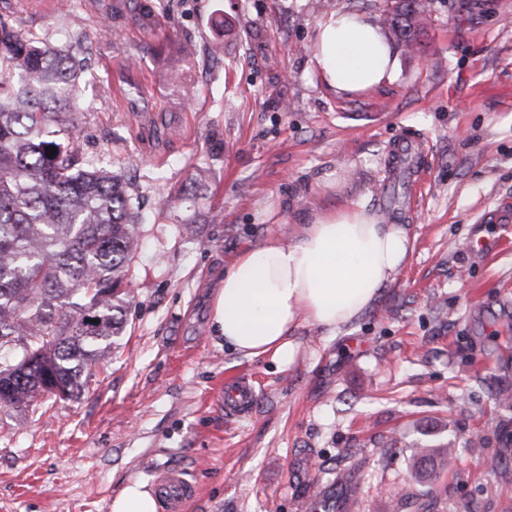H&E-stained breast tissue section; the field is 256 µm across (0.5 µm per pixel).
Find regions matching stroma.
Listing matches in <instances>:
<instances>
[{"label":"stroma","mask_w":512,"mask_h":512,"mask_svg":"<svg viewBox=\"0 0 512 512\" xmlns=\"http://www.w3.org/2000/svg\"><path fill=\"white\" fill-rule=\"evenodd\" d=\"M380 7L0 0L23 32L71 34L81 150L131 183L144 217L118 348L80 398L0 409V512H110L128 481L168 467L196 489L185 512H512V406L497 398L512 387V247H480L512 239L496 218L512 202V0H433L396 83L336 93L314 67L319 20L378 24ZM407 137L422 152L400 163ZM354 204L413 236L375 304L334 334L298 326L283 371L219 347L224 267ZM241 376L256 400L232 415ZM448 442L453 467L417 484L415 448Z\"/></svg>","instance_id":"35a3bbf8"}]
</instances>
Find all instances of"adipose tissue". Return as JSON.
<instances>
[{
  "mask_svg": "<svg viewBox=\"0 0 512 512\" xmlns=\"http://www.w3.org/2000/svg\"><path fill=\"white\" fill-rule=\"evenodd\" d=\"M314 62L321 80L346 95L398 78L393 47L356 12L335 11L319 22ZM410 252L405 225L381 223L356 207L318 213L296 244L271 235L234 258L212 300L209 326L232 352L290 367L300 323L330 332L349 324L375 303Z\"/></svg>",
  "mask_w": 512,
  "mask_h": 512,
  "instance_id": "obj_1",
  "label": "adipose tissue"
}]
</instances>
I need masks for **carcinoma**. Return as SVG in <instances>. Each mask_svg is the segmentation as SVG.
I'll use <instances>...</instances> for the list:
<instances>
[{"mask_svg":"<svg viewBox=\"0 0 512 512\" xmlns=\"http://www.w3.org/2000/svg\"><path fill=\"white\" fill-rule=\"evenodd\" d=\"M393 0L388 31L421 49L426 0ZM69 40L24 33L0 15V408L53 398L47 384L81 395L82 376L127 325L124 284L140 247L131 184L93 165L75 137L82 71ZM54 147L56 153L49 154ZM454 449H416L423 480Z\"/></svg>","mask_w":512,"mask_h":512,"instance_id":"obj_1","label":"carcinoma"}]
</instances>
